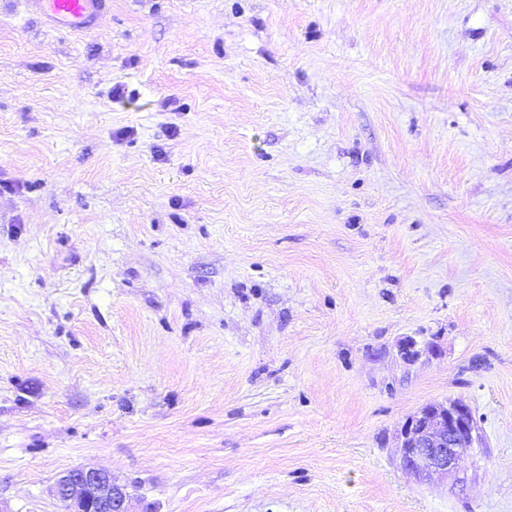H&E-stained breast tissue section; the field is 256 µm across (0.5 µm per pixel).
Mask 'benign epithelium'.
Returning a JSON list of instances; mask_svg holds the SVG:
<instances>
[{"label":"benign epithelium","mask_w":512,"mask_h":512,"mask_svg":"<svg viewBox=\"0 0 512 512\" xmlns=\"http://www.w3.org/2000/svg\"><path fill=\"white\" fill-rule=\"evenodd\" d=\"M476 441L471 410L460 401L426 404L397 433L403 467L418 482L454 475L460 455ZM55 495L66 512H130L126 486L104 469L76 467L61 473Z\"/></svg>","instance_id":"benign-epithelium-1"}]
</instances>
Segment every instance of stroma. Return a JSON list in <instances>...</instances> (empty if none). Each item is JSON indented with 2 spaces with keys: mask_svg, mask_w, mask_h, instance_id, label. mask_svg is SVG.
Returning a JSON list of instances; mask_svg holds the SVG:
<instances>
[{
  "mask_svg": "<svg viewBox=\"0 0 512 512\" xmlns=\"http://www.w3.org/2000/svg\"><path fill=\"white\" fill-rule=\"evenodd\" d=\"M453 400L479 445L418 483ZM81 466L130 512H512V0H0V512ZM28 8L44 15L56 26L73 31L97 29L107 0H24ZM475 426L470 408L461 401L431 402L420 408L397 433L406 473L418 482L447 481L456 473L460 455L474 447Z\"/></svg>",
  "mask_w": 512,
  "mask_h": 512,
  "instance_id": "stroma-1",
  "label": "stroma"
}]
</instances>
